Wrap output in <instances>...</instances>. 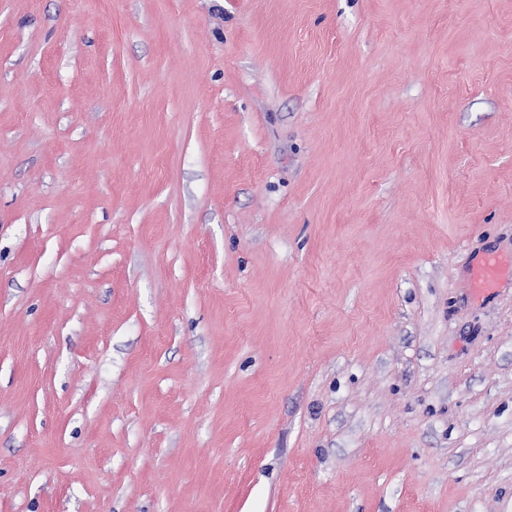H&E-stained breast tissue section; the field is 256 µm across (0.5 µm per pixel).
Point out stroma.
<instances>
[{"label":"stroma","mask_w":512,"mask_h":512,"mask_svg":"<svg viewBox=\"0 0 512 512\" xmlns=\"http://www.w3.org/2000/svg\"><path fill=\"white\" fill-rule=\"evenodd\" d=\"M512 0H0V512H512ZM502 273L501 263L497 256H488L473 272V284L478 293L495 288Z\"/></svg>","instance_id":"1"}]
</instances>
